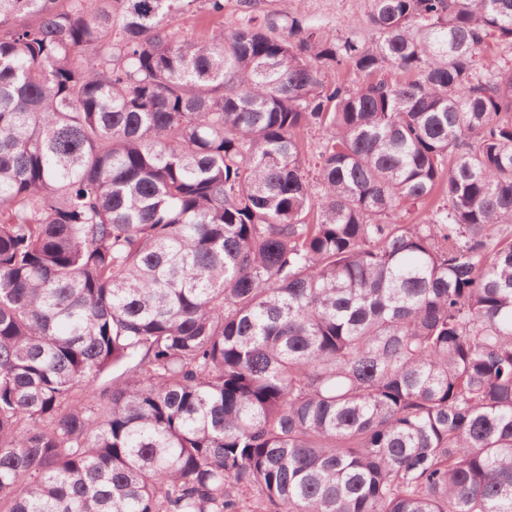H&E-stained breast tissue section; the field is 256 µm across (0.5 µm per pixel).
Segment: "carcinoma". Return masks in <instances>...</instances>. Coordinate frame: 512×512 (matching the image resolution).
Segmentation results:
<instances>
[{
  "label": "carcinoma",
  "instance_id": "cac0c4a2",
  "mask_svg": "<svg viewBox=\"0 0 512 512\" xmlns=\"http://www.w3.org/2000/svg\"><path fill=\"white\" fill-rule=\"evenodd\" d=\"M197 2L0 0V512H512V0ZM251 7L246 8L241 6L240 0H224V22L234 18H241L244 16L263 15L272 10H279L282 4L279 0H253ZM371 0H288L291 15L304 18L313 28L333 31L343 36L356 32L362 41L375 38L367 24Z\"/></svg>",
  "mask_w": 512,
  "mask_h": 512
}]
</instances>
